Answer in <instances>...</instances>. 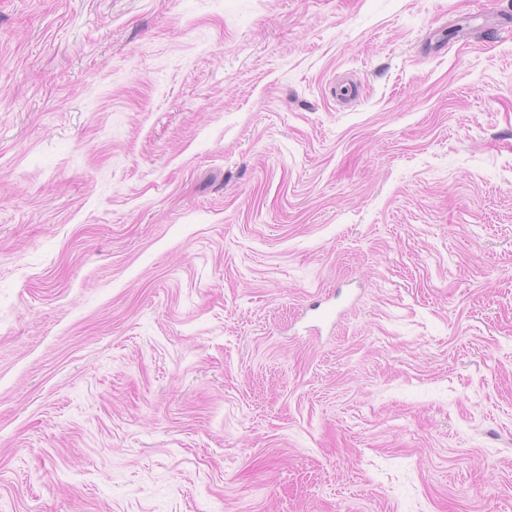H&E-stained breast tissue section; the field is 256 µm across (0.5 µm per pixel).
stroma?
I'll use <instances>...</instances> for the list:
<instances>
[{
    "label": "stroma",
    "mask_w": 512,
    "mask_h": 512,
    "mask_svg": "<svg viewBox=\"0 0 512 512\" xmlns=\"http://www.w3.org/2000/svg\"><path fill=\"white\" fill-rule=\"evenodd\" d=\"M0 512H512V0H0Z\"/></svg>",
    "instance_id": "35a3bbf8"
}]
</instances>
